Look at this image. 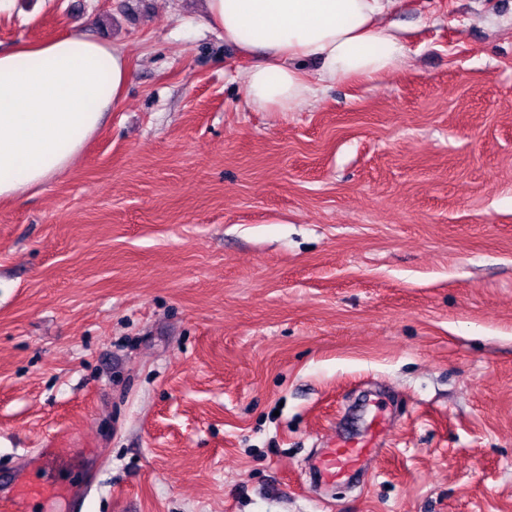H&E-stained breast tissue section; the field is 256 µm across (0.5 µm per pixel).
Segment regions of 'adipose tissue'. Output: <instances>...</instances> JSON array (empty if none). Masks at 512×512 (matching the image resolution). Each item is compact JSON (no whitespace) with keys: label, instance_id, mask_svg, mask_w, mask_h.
<instances>
[{"label":"adipose tissue","instance_id":"obj_1","mask_svg":"<svg viewBox=\"0 0 512 512\" xmlns=\"http://www.w3.org/2000/svg\"><path fill=\"white\" fill-rule=\"evenodd\" d=\"M396 2L204 0L203 17L252 59L247 106L289 112L336 81H372L407 64L401 35L380 22ZM131 81L123 45L80 30L0 50V200L66 171Z\"/></svg>","mask_w":512,"mask_h":512}]
</instances>
